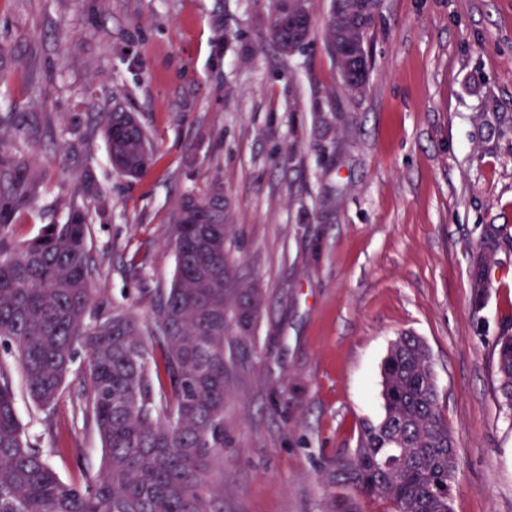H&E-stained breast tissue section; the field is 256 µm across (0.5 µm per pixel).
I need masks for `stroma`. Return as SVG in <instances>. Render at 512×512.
Listing matches in <instances>:
<instances>
[{"mask_svg":"<svg viewBox=\"0 0 512 512\" xmlns=\"http://www.w3.org/2000/svg\"><path fill=\"white\" fill-rule=\"evenodd\" d=\"M314 34L273 43L272 0H0V113L44 171L13 241L90 213L99 307L150 323L176 270L181 198L223 182L233 272L264 297L255 333L228 343L219 512H386L330 487V460L384 413L380 369L404 332L427 344L460 458L453 512H512V420L498 406L494 337L512 317V249L473 307L488 226L512 237V0H382L369 85L344 87ZM334 116L320 147L312 113ZM135 113L150 170L117 174L99 115ZM77 357L51 410L0 347L18 418L61 479L101 471V440L72 419Z\"/></svg>","mask_w":512,"mask_h":512,"instance_id":"35a3bbf8","label":"stroma"}]
</instances>
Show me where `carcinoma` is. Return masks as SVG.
Here are the masks:
<instances>
[{"mask_svg": "<svg viewBox=\"0 0 512 512\" xmlns=\"http://www.w3.org/2000/svg\"><path fill=\"white\" fill-rule=\"evenodd\" d=\"M330 13L326 43L367 40L358 29L361 0ZM274 14L270 34L292 54L312 25ZM353 93L366 89L370 63L346 62ZM113 167L138 177L153 164L150 136L130 112L102 114ZM20 123L0 118V343L21 366L32 400L54 406L79 353L86 357L75 411L94 424L103 446L102 471L84 483L63 481L19 422L8 374L0 370V512H218L221 489L208 477L221 461L227 368L224 341L252 335L263 305L260 289L236 279L224 248L229 219L224 187L214 182L179 203L172 244L176 275L142 327L119 309L92 314L88 214L69 209L35 239L13 245L9 218L31 205L40 177L18 154ZM498 245L474 256V291L485 295ZM498 402L512 420V320L494 336ZM384 416L360 426L357 444L325 473L336 488L392 505L391 512H452L460 470L455 439L441 412L431 355L409 333L390 344L381 370Z\"/></svg>", "mask_w": 512, "mask_h": 512, "instance_id": "obj_1", "label": "carcinoma"}]
</instances>
